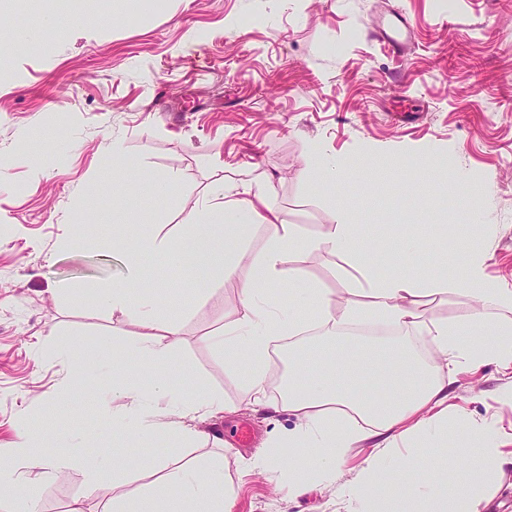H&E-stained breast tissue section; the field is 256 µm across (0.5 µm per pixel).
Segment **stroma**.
Wrapping results in <instances>:
<instances>
[{
	"label": "stroma",
	"instance_id": "stroma-1",
	"mask_svg": "<svg viewBox=\"0 0 512 512\" xmlns=\"http://www.w3.org/2000/svg\"><path fill=\"white\" fill-rule=\"evenodd\" d=\"M82 15L54 6L18 13L0 0V452L27 429L55 451L72 432L87 452L111 447L117 406L106 393L65 389L69 345L115 339L129 346L141 331L113 312L98 291L128 279L121 253L68 246L64 225L85 220L88 236L111 232L139 214L178 238L202 201L230 182L273 186L285 223L319 237L341 202L377 237L381 224L478 231L492 258L491 277L512 283V0H159L147 12L134 0H93ZM408 22V53L394 57L375 37L393 12ZM120 158H113V149ZM366 162L385 152L442 157L444 190L421 204L406 170L375 188H321L305 166L314 149ZM176 184L170 202L134 191L138 177ZM480 193L476 212L449 211L458 183ZM290 264L337 291L347 259L291 256ZM146 273L185 293L179 310L183 361L238 414L205 423L222 447L194 443L190 455L219 456L234 492L233 512H355L342 496L371 452L350 449L333 480L288 490V457L253 471L241 458L264 453L288 412L253 413L248 395L212 333L242 312L216 281L206 290L155 256ZM407 341L419 358L431 345L389 329L364 336L323 329L312 344L332 352L346 343L377 347ZM512 373L495 364L448 380L455 410L501 429L512 453ZM252 440L239 446L237 429ZM99 512L86 472L64 467L38 493L41 512L73 503Z\"/></svg>",
	"mask_w": 512,
	"mask_h": 512
}]
</instances>
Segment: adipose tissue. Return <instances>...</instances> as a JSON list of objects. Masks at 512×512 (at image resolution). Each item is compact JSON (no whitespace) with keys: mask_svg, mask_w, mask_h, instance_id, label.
<instances>
[{"mask_svg":"<svg viewBox=\"0 0 512 512\" xmlns=\"http://www.w3.org/2000/svg\"><path fill=\"white\" fill-rule=\"evenodd\" d=\"M375 165L372 173L354 160L317 164L313 170L321 186L332 188L344 181H368L373 173L406 166L431 193L440 190L438 179L444 169L436 158L386 153L378 156ZM257 223L264 224L271 234L248 274L241 276L232 246L246 240ZM365 232V226L352 223L349 211L341 207L321 237L308 239L298 234L294 225L282 223L269 193H234L227 187L214 193L196 222L185 225L179 245H172L165 235H142L139 222L122 225L113 231L112 240L136 239V247L126 251L131 277L102 289L100 298L113 310L139 321L142 332L133 345L137 357L120 358L116 346L103 341L91 349L77 344L69 351L70 364L63 381L111 387L118 411L126 418L122 430L128 440L138 443L148 444L160 436L191 443L198 438L195 421L236 413L234 403L202 384L191 383L184 373L177 322L162 309L163 285L144 278L141 272L143 255H158L196 281L219 279L237 293L243 313L213 342L223 349L225 362L238 370L251 407L286 411L297 417L294 428L269 440L271 448H285L290 454L308 458L307 465L289 471V489L297 492L310 480L329 479L350 448L371 440L376 454L367 459L357 483L345 491L361 512H418L423 502L428 512H479L498 491L503 474L506 459L499 447V433L490 424L451 411L448 386L439 374L474 372L487 363L512 371V285L487 275L489 253L472 236L455 237L447 252L442 251L440 242L423 248L416 237H406L399 259L390 262L391 272H372L378 254L361 250ZM310 251L353 260L356 275L341 283L342 305H335L332 292L301 278L290 266V255ZM424 251L433 258L427 272L415 264L416 256ZM282 286L288 289L287 309L270 308L267 293ZM448 291L476 298L481 306L450 323L423 321L419 314L422 298ZM488 304L496 307V314L485 313ZM368 321L429 337L435 353L432 369H423L411 358L391 371L383 362L367 364L365 351L345 349L317 367L302 358L294 361L281 400H269L270 351L280 341L302 335L313 325L342 327ZM104 364L119 369L118 381L109 384L98 375V367ZM365 371L384 387V394L372 395L354 387V378ZM447 437L453 440L448 448L443 445ZM405 445L435 451L428 495H414L410 488L413 461L396 454ZM10 453L26 458L33 469L32 476L23 479L12 464L0 461V489L21 486L26 490L25 495L13 499L14 512H39L36 487L71 464L83 466L91 489H98V460L107 456L112 459L113 471L144 473L150 478L139 491L110 498V512L233 510L224 466L216 459L150 465L105 448L94 458L76 446L49 454L38 448L26 431L18 434ZM472 459L480 466L470 478L442 484V472Z\"/></svg>","mask_w":512,"mask_h":512,"instance_id":"obj_1","label":"adipose tissue"}]
</instances>
